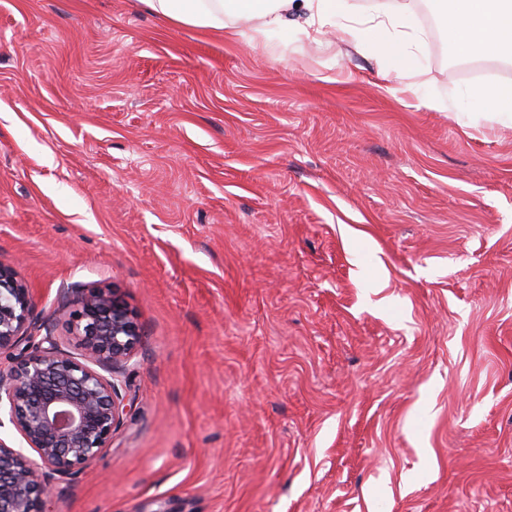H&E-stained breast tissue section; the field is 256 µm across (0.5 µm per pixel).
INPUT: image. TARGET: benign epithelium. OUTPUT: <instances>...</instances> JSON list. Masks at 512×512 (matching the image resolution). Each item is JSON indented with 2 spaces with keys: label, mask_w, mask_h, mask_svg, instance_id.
Masks as SVG:
<instances>
[{
  "label": "benign epithelium",
  "mask_w": 512,
  "mask_h": 512,
  "mask_svg": "<svg viewBox=\"0 0 512 512\" xmlns=\"http://www.w3.org/2000/svg\"><path fill=\"white\" fill-rule=\"evenodd\" d=\"M32 308L28 288L0 266V351L33 347L0 367V402L7 401L11 423L39 458L0 440V512H48L57 485L109 447L124 413L116 373L142 341L134 312L115 289L81 298L72 327L78 354L50 327L35 325Z\"/></svg>",
  "instance_id": "benign-epithelium-1"
}]
</instances>
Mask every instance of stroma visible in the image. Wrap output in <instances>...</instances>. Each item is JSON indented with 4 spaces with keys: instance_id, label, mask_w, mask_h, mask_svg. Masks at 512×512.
<instances>
[{
    "instance_id": "1",
    "label": "stroma",
    "mask_w": 512,
    "mask_h": 512,
    "mask_svg": "<svg viewBox=\"0 0 512 512\" xmlns=\"http://www.w3.org/2000/svg\"><path fill=\"white\" fill-rule=\"evenodd\" d=\"M428 4L444 98L474 81ZM0 265L65 348L94 289L143 334L50 512H512V125L335 33L0 0Z\"/></svg>"
}]
</instances>
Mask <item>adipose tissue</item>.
<instances>
[{"label": "adipose tissue", "instance_id": "ef3b65f1", "mask_svg": "<svg viewBox=\"0 0 512 512\" xmlns=\"http://www.w3.org/2000/svg\"><path fill=\"white\" fill-rule=\"evenodd\" d=\"M159 17L181 26L250 32L261 41L290 31L317 40L331 28L356 51L370 54L383 74L403 79L407 91L423 95V67L417 54L423 33L412 22L413 0H396L387 11L360 12L353 0H143ZM453 48L462 55H494L512 61V0H438ZM425 98L427 106L455 116L512 124V90L489 84L449 95Z\"/></svg>", "mask_w": 512, "mask_h": 512}]
</instances>
